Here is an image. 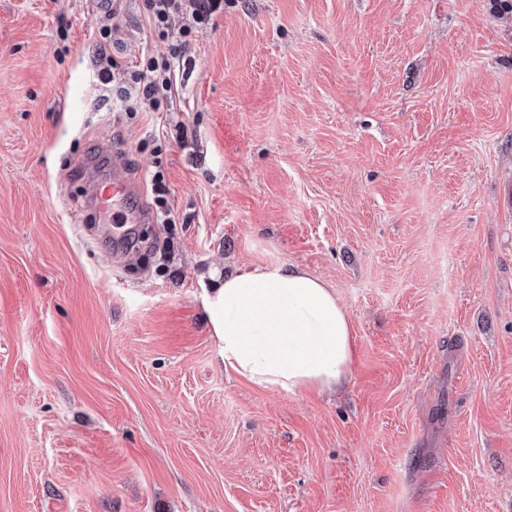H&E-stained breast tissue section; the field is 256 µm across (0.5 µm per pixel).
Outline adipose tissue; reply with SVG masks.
<instances>
[{"label": "adipose tissue", "mask_w": 512, "mask_h": 512, "mask_svg": "<svg viewBox=\"0 0 512 512\" xmlns=\"http://www.w3.org/2000/svg\"><path fill=\"white\" fill-rule=\"evenodd\" d=\"M203 309L225 370L264 389H333L350 371L348 315L330 288L299 266L213 275Z\"/></svg>", "instance_id": "1"}]
</instances>
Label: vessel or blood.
I'll return each mask as SVG.
<instances>
[{
  "label": "vessel or blood",
  "instance_id": "1",
  "mask_svg": "<svg viewBox=\"0 0 512 512\" xmlns=\"http://www.w3.org/2000/svg\"><path fill=\"white\" fill-rule=\"evenodd\" d=\"M85 172L100 214L111 215L116 224L154 223L151 213L133 203L139 189L130 179L122 156H113L111 176H103L92 163L87 164Z\"/></svg>",
  "mask_w": 512,
  "mask_h": 512
}]
</instances>
